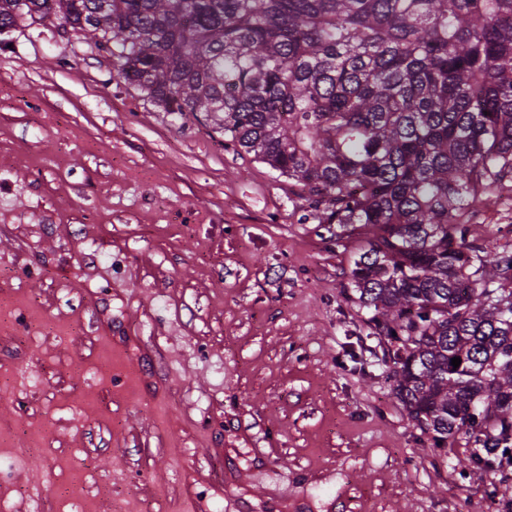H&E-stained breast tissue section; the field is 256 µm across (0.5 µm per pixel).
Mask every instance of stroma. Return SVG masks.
Listing matches in <instances>:
<instances>
[{"instance_id": "obj_1", "label": "stroma", "mask_w": 512, "mask_h": 512, "mask_svg": "<svg viewBox=\"0 0 512 512\" xmlns=\"http://www.w3.org/2000/svg\"><path fill=\"white\" fill-rule=\"evenodd\" d=\"M0 88V512H71L83 462L96 512H512L393 395L348 297L359 232L56 30L0 40ZM473 221L512 245V192Z\"/></svg>"}]
</instances>
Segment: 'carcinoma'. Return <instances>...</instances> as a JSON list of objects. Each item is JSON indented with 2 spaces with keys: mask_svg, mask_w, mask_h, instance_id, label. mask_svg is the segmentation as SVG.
I'll return each instance as SVG.
<instances>
[{
  "mask_svg": "<svg viewBox=\"0 0 512 512\" xmlns=\"http://www.w3.org/2000/svg\"><path fill=\"white\" fill-rule=\"evenodd\" d=\"M49 24L359 225L351 291L394 394L508 479L512 251L471 217L512 188V0H0V34Z\"/></svg>",
  "mask_w": 512,
  "mask_h": 512,
  "instance_id": "1",
  "label": "carcinoma"
}]
</instances>
